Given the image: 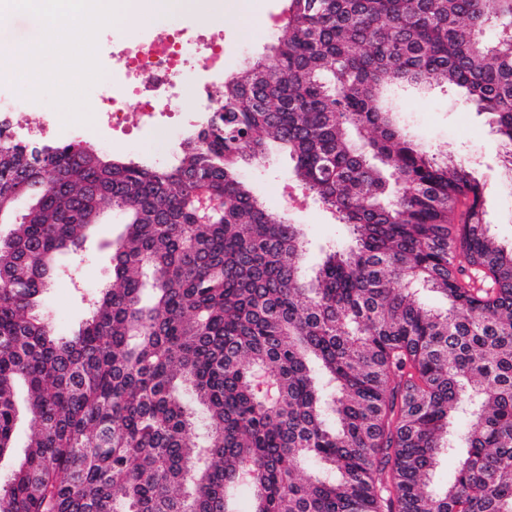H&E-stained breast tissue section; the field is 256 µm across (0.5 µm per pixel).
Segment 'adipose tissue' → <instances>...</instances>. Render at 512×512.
<instances>
[{
    "label": "adipose tissue",
    "mask_w": 512,
    "mask_h": 512,
    "mask_svg": "<svg viewBox=\"0 0 512 512\" xmlns=\"http://www.w3.org/2000/svg\"><path fill=\"white\" fill-rule=\"evenodd\" d=\"M27 3L42 15L44 33L40 41L25 46L21 63L40 78L47 76L55 65H63L56 90L59 96L65 97L82 73V62L92 52L90 44L75 37L76 29L118 13L150 23L165 13L194 9L198 0H27Z\"/></svg>",
    "instance_id": "adipose-tissue-1"
}]
</instances>
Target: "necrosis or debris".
<instances>
[{"label": "necrosis or debris", "instance_id": "obj_1", "mask_svg": "<svg viewBox=\"0 0 512 512\" xmlns=\"http://www.w3.org/2000/svg\"><path fill=\"white\" fill-rule=\"evenodd\" d=\"M110 56L116 64L112 90L96 94L97 111L68 129L63 128L59 113H47L40 134L67 143L94 135L100 126L119 133L132 107L145 130L185 134L200 124L203 110L210 107L212 81L224 75V33L212 29L190 35L182 29H168L135 45H112ZM189 77L199 86L200 98L197 112L187 115L174 109L172 101Z\"/></svg>", "mask_w": 512, "mask_h": 512}]
</instances>
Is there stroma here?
<instances>
[{"label": "stroma", "mask_w": 512, "mask_h": 512, "mask_svg": "<svg viewBox=\"0 0 512 512\" xmlns=\"http://www.w3.org/2000/svg\"><path fill=\"white\" fill-rule=\"evenodd\" d=\"M288 0H243L240 16L225 18L224 71L232 73L270 55L274 37L287 15ZM12 22L0 26V44L23 47L42 34V20L29 8L10 6ZM147 32L129 16H115L77 31L79 39L92 43L98 53L97 77L108 82L111 76L106 49L112 41L134 42ZM30 94L33 107L22 114L23 127H34L42 113L92 112L95 99L76 93L70 100H59L51 80L31 88L9 67L0 68V95ZM400 120L408 137L438 152H448L467 162H475L474 175L484 186V207L492 234L502 242L512 241V189L504 182L502 157L486 115L467 108L458 96L431 87L408 89L397 100ZM128 129L120 139L93 136L89 142L108 155L139 158L158 165L174 162L179 142L140 129L135 117H128ZM292 162L278 155L267 166L249 168L247 176L263 205L288 214L302 224L307 239L303 257L305 272L318 267L324 248L345 234L331 214L292 178ZM123 229L117 212L102 214L77 252H66L59 259V271L51 280L43 300V313L57 334H74L88 317L87 299L112 282L111 243Z\"/></svg>", "instance_id": "obj_1"}]
</instances>
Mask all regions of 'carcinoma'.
I'll return each mask as SVG.
<instances>
[{
  "instance_id": "obj_1",
  "label": "carcinoma",
  "mask_w": 512,
  "mask_h": 512,
  "mask_svg": "<svg viewBox=\"0 0 512 512\" xmlns=\"http://www.w3.org/2000/svg\"><path fill=\"white\" fill-rule=\"evenodd\" d=\"M424 85L490 116L512 188V0H289L172 167L0 136V456L35 428L0 512H512V245L472 167L384 109ZM271 140L350 233L311 279L246 177ZM108 208L112 285L60 336L41 296ZM458 458L457 454H448L441 459L432 478L431 490L441 491L448 485L454 476Z\"/></svg>"
}]
</instances>
